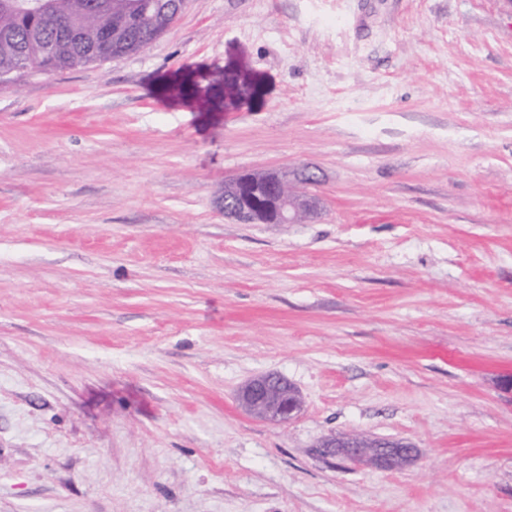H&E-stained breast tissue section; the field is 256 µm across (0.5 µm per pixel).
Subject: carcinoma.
I'll list each match as a JSON object with an SVG mask.
<instances>
[{
    "instance_id": "1",
    "label": "carcinoma",
    "mask_w": 512,
    "mask_h": 512,
    "mask_svg": "<svg viewBox=\"0 0 512 512\" xmlns=\"http://www.w3.org/2000/svg\"><path fill=\"white\" fill-rule=\"evenodd\" d=\"M51 13L69 15L67 32L48 27L23 0H0V73L17 67L42 72L72 68L142 51L178 16L184 0H46Z\"/></svg>"
}]
</instances>
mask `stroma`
I'll return each mask as SVG.
<instances>
[{
  "label": "stroma",
  "mask_w": 512,
  "mask_h": 512,
  "mask_svg": "<svg viewBox=\"0 0 512 512\" xmlns=\"http://www.w3.org/2000/svg\"><path fill=\"white\" fill-rule=\"evenodd\" d=\"M284 172L302 223L225 215ZM508 375L512 0H185L0 78V512H512ZM237 400L249 415L276 424L291 422L303 408L297 388L276 374L249 379L240 388ZM374 453L353 436L336 437L330 434L320 438L315 453L330 463L339 460L353 465H371L380 470H394L396 465L404 468L412 464L419 455L418 448L405 441L379 439Z\"/></svg>",
  "instance_id": "35a3bbf8"
}]
</instances>
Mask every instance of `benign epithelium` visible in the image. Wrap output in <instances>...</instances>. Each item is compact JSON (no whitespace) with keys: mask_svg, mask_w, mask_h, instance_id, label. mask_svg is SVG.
<instances>
[{"mask_svg":"<svg viewBox=\"0 0 512 512\" xmlns=\"http://www.w3.org/2000/svg\"><path fill=\"white\" fill-rule=\"evenodd\" d=\"M224 214L244 224H296L311 209L313 202L288 193V180L276 174H245L224 184ZM239 406L249 415L276 424L294 420L303 408L297 388L287 379L267 374L249 379L240 388ZM315 453L322 459L353 465H371L392 470L412 464L419 450L411 443L381 439L371 452L352 436L330 434L320 438Z\"/></svg>","mask_w":512,"mask_h":512,"instance_id":"benign-epithelium-1","label":"benign epithelium"}]
</instances>
